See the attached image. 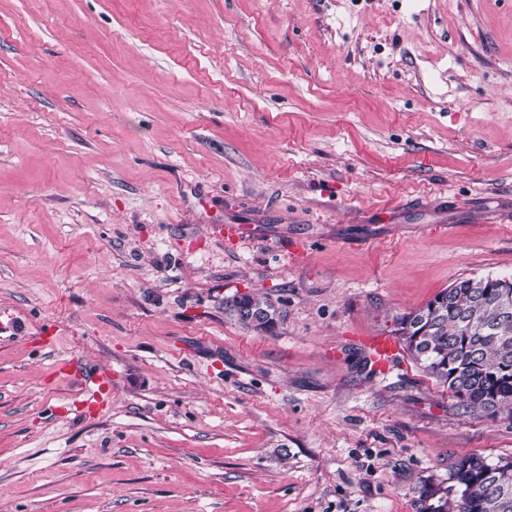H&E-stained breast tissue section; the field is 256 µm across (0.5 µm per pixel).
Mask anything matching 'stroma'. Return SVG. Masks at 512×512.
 <instances>
[{"instance_id":"obj_1","label":"stroma","mask_w":512,"mask_h":512,"mask_svg":"<svg viewBox=\"0 0 512 512\" xmlns=\"http://www.w3.org/2000/svg\"><path fill=\"white\" fill-rule=\"evenodd\" d=\"M488 275L512 0H0V512H417L512 419L365 341ZM224 312L257 334L268 333L283 318V312L267 294L234 295L225 301ZM54 369L72 380L76 401L82 405L81 411H103L110 404V380L107 371L88 374L80 360L75 357L56 359Z\"/></svg>"}]
</instances>
